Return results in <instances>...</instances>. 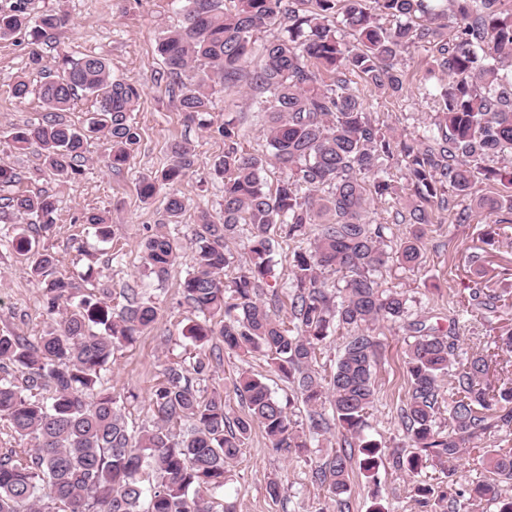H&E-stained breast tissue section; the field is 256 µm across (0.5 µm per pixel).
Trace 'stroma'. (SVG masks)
I'll return each instance as SVG.
<instances>
[{
  "instance_id": "stroma-1",
  "label": "stroma",
  "mask_w": 512,
  "mask_h": 512,
  "mask_svg": "<svg viewBox=\"0 0 512 512\" xmlns=\"http://www.w3.org/2000/svg\"><path fill=\"white\" fill-rule=\"evenodd\" d=\"M32 12L64 8L69 25L58 32L55 42L45 46L46 60L58 52L72 55L105 54L113 76L139 84L142 98L133 118L141 130V141L121 173H112L105 165L110 143L100 137L90 140L88 162L77 179L63 180L40 169L35 151H18L10 140L14 126L37 121L43 108L36 95L15 98L12 86L19 75L31 82L40 76L29 67L28 48L23 36L0 40V164L11 166L19 174L20 190H48L57 200V222L52 234L43 238V245L60 259L59 268L77 274L87 266L101 271L100 287L110 289L113 303H122L126 286L143 282L140 241L151 234L163 214L162 195L176 192L186 202V210L171 232L180 257L170 267L164 281L153 282L152 292L159 309L155 325L138 341L119 352L112 366L110 383L114 391L137 393L136 401L128 403L129 422L141 426L150 423L152 412L148 391L164 364L184 355L189 343L183 336L186 325L193 320L192 310L184 304L180 284L189 269V256L200 211L219 214L223 194L210 172L224 153V141L217 134L187 124L175 100L158 75L164 65L155 51L162 31L178 26L182 16L175 0H30ZM430 49H410L401 56V67L407 76L405 97H369V109L396 133L412 135L429 125L437 106L421 89L425 63ZM233 117L241 128V146L250 153L264 154L268 146L262 116L244 105L238 89L218 94L210 114L214 124ZM185 141L192 147L196 165L174 186L160 185V196L143 202L138 194L142 178L160 175L169 161V147ZM105 213L112 225V243L100 242L90 225L81 223L82 215ZM16 223L13 216L0 219V330L11 329L23 336L41 335L52 318L43 307L41 290L31 279L26 267L14 254L10 240ZM486 218H474L459 224L454 211L435 214L423 238V266L411 271L396 262H388L379 274L382 288L403 290L412 301L415 316L427 324L447 326L448 311L453 308L469 282L472 266L469 257L479 252L489 288L512 292V277L503 278L502 268L512 267V224L496 227L493 244H481ZM86 252H78V244ZM123 248L122 258H112L113 245ZM382 343L376 372L377 398L368 418L371 439L379 442L385 453H393L404 443V431L397 418V409L407 388L402 358L408 327L388 323L377 329ZM267 375L268 384L282 400L290 399L288 384L270 374L263 357H243L224 352L216 368L214 381L224 390L232 414L243 407L235 394L234 381L241 369ZM324 453L320 444H312L303 457L273 450L261 429H254L242 455L231 469L224 486L226 501L235 503L239 512H317L326 500L320 488L310 481L309 471ZM280 480L285 492L281 501H272L266 494L270 479ZM380 497L389 512H420L413 500L410 482L395 471L391 463L379 469L376 483H369L360 473H352L348 512H368L373 497Z\"/></svg>"
}]
</instances>
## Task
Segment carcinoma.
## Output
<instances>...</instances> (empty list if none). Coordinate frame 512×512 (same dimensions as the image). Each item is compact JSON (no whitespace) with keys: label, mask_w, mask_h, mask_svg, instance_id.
<instances>
[{"label":"carcinoma","mask_w":512,"mask_h":512,"mask_svg":"<svg viewBox=\"0 0 512 512\" xmlns=\"http://www.w3.org/2000/svg\"><path fill=\"white\" fill-rule=\"evenodd\" d=\"M181 12L182 23L158 38L164 70L157 80L188 121L224 138L211 172L222 186V215L216 221L200 211L190 270L180 283L184 303L201 315L184 331L194 353L164 367L148 393L152 422L130 427L126 402L135 394L112 391L108 374L115 355L156 321L154 296L125 288L126 304L117 309L103 288L81 292L93 268L79 282L59 275V259L40 243L56 224L55 196L8 197L7 206L28 220L12 247L28 261L54 323L34 340L0 332V428L24 443L0 454V512H236L215 496L257 427L272 448L296 454L307 451V435L338 428L337 447L312 468L311 480L344 512L353 470L374 482L383 464L380 443L366 434L377 397L376 325L411 316L406 292L381 289L377 273L391 259L419 269L426 227L459 197L495 223L512 224V198L505 203L476 190L497 176L512 184V165L485 166L512 156V82L503 75L512 67V6L505 0H182ZM384 17L391 24L381 23ZM68 23L62 8L31 14L29 0L0 7V40L27 37L47 112L38 124L12 129L11 141L17 150L36 149L43 171L74 179L82 174L85 144L101 134L111 143L107 167L119 173L141 139L130 116L141 89L112 76L101 54L62 51L45 65L41 46ZM272 28L277 35L252 61L257 35ZM343 30L354 41L341 39ZM426 45L434 48L427 75L443 74L432 92L439 109L422 132L397 135L368 112L349 75L379 97L400 98L407 91L400 57ZM235 86L263 113V155L241 148L234 119L215 128L205 119L217 94ZM80 93L94 99V109L73 126L61 113ZM383 158L401 163L403 182L378 175ZM269 165L285 172L273 189L262 176ZM194 166L188 144H172L161 179L140 181L141 199L153 200L157 182L174 184ZM389 199L393 223L410 226L393 253L386 244L391 227L367 218L371 203ZM185 208L182 197L169 195L163 222L141 242L144 267L159 281L178 258L167 226L179 223ZM84 223L101 241L112 240L106 216L92 214ZM241 224L248 225V261L229 277V243ZM283 245L292 247L288 286L264 301ZM458 304L495 336L464 352L458 318L450 317L446 331L408 322L414 336L398 419L412 451L393 454V466L409 477L423 508L462 512L487 504L512 512V441L499 437L512 429V374L490 376L497 352L512 353V329L494 326L512 303L509 292L475 280ZM285 305L282 319L277 312ZM341 328L348 335L325 375L316 369L321 346ZM225 350L266 357L300 398L307 430L298 429L266 378L248 370L234 383L244 413L230 414L223 390L206 386ZM470 460L491 478L448 492L421 479L430 461L454 467Z\"/></svg>","instance_id":"obj_1"}]
</instances>
